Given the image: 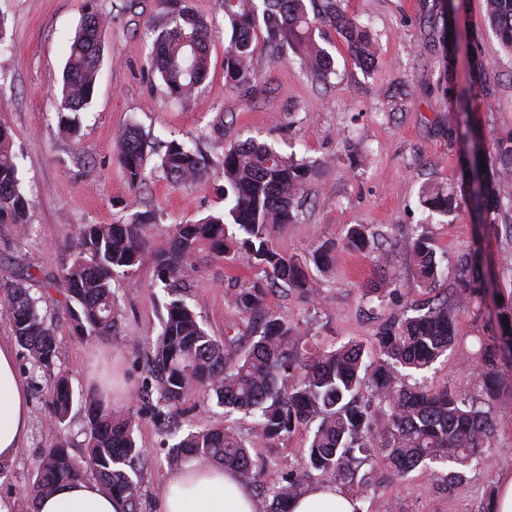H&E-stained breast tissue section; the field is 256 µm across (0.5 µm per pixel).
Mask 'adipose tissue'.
<instances>
[{
	"mask_svg": "<svg viewBox=\"0 0 512 512\" xmlns=\"http://www.w3.org/2000/svg\"><path fill=\"white\" fill-rule=\"evenodd\" d=\"M29 398L13 348L0 342V461L13 459L29 434ZM359 501L339 486L310 485L289 512H358ZM36 512H125L122 499L89 480L59 484L41 497ZM156 512H260L252 487L220 465H188L169 473Z\"/></svg>",
	"mask_w": 512,
	"mask_h": 512,
	"instance_id": "1",
	"label": "adipose tissue"
}]
</instances>
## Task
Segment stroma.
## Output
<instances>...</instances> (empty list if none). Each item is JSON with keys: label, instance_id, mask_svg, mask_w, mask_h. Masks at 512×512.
<instances>
[{"label": "stroma", "instance_id": "35a3bbf8", "mask_svg": "<svg viewBox=\"0 0 512 512\" xmlns=\"http://www.w3.org/2000/svg\"><path fill=\"white\" fill-rule=\"evenodd\" d=\"M434 2L344 0L345 12L369 27L375 61L366 71L355 67L346 43L326 28L319 43L332 56L335 72L324 82L306 74L293 50L278 57L257 40L253 64L261 81L255 91L244 92L224 85L231 31L219 0H191L212 21L214 33L208 76L183 103L167 96L159 77L147 74L148 52L166 21L160 0H0V124L12 133L21 187L32 204L24 242H17L11 225L0 226V264L31 267L43 280L68 261L81 225L121 223L135 209L154 214L142 230L148 254L113 283L120 311L115 336L81 338L66 321L56 325L57 369L75 393L117 379L121 392L114 402L132 413L137 442L150 459L139 480L141 512H155L175 442L152 416L158 394L148 343L160 330L168 295L156 279L151 252L164 244L173 225L223 211L224 181L213 176L175 185L158 171L133 192L116 160V139L129 126L140 127L158 146L175 139L197 147L215 163L227 145L250 137L312 162L306 203L293 222L272 230L274 246L302 263L311 290L280 288L266 300L268 309L288 319L308 344L371 345L385 322L454 298L460 256L479 251L492 286L469 309L457 311L458 341L427 374L429 387L472 391L480 369L478 342L497 333V316L512 302V271L505 267L512 262V240L501 231L502 224L512 223V214L496 210L483 223L467 201L446 217L421 203L423 186L460 182L468 151L448 140L459 112L456 98L439 89L441 52L423 23L425 5ZM91 9L105 21L104 58L94 98L80 114V135L73 139L58 122L54 93L70 40ZM484 11L485 0H466L455 24L459 46L477 42L487 72L486 87L469 85L465 92L485 139H506L512 137V53L502 47ZM358 224L390 249L385 300L366 293L376 276V254L342 244L347 228ZM420 234L431 238L442 258L444 274L430 288L415 279L410 245ZM325 243L333 246L328 264L315 266L311 257ZM259 277L245 262L204 252L182 286L205 329L221 339L245 333L247 322L230 295ZM17 366L25 371V359ZM24 380L30 434L0 476V499L13 501L16 512H31L23 489L58 430L45 378L25 371ZM500 382L504 400L490 408L493 430L483 461L451 481L449 465H439L434 475L416 470L403 476L384 456L373 455L360 469L373 472L377 491L361 498V512H493L496 479L501 471H512V368H503ZM181 409L186 427L225 425L245 437L254 427L252 418L225 414L216 400H203L194 389ZM308 445L303 429L277 445L257 448L262 483L281 482L300 470Z\"/></svg>", "mask_w": 512, "mask_h": 512}]
</instances>
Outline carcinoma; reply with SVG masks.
<instances>
[{
    "label": "carcinoma",
    "instance_id": "carcinoma-1",
    "mask_svg": "<svg viewBox=\"0 0 512 512\" xmlns=\"http://www.w3.org/2000/svg\"><path fill=\"white\" fill-rule=\"evenodd\" d=\"M322 8L309 16L305 0H220L231 38L224 50V83L231 89L250 87L259 74L252 66L258 28L277 50L291 45L300 64L316 80L331 72V59L315 39L320 27L334 28L348 44L354 65L368 68L374 55L363 26L340 7V0H321ZM169 20L152 43L149 67L159 76L168 95L188 100L206 78L211 41L210 22L189 0H161ZM486 19L503 46L512 52V0H486ZM102 18L93 12L83 18L68 50L56 95L59 121L71 134L78 133L77 114L91 103L103 59ZM429 39L441 47L439 88L446 96L456 91V71L448 51L452 31L445 13L429 16ZM147 141L136 127L127 128L117 145V161L133 191L148 180ZM495 159L512 163V138L492 141ZM467 162L461 184L429 186L422 192L423 206L447 214L467 194L477 205L487 202L512 211V192L493 178L492 159ZM162 172L180 184L217 173L224 178V212L174 225L166 244L153 253L157 280L171 299L165 305L161 328L150 342L149 370L157 382V421L170 434L180 436L168 463L220 464L236 470L249 483L257 481L262 463L251 449L270 446L300 428L310 430L304 472L290 473L281 482L258 492L268 504L266 512H288V502L305 490L306 472L320 471L352 477L355 452L377 450L398 473L407 474L430 462L450 461L469 466L486 447L491 429L490 411L461 391L428 390L406 380L423 374L457 340L453 311L443 301L385 323L372 346L348 341L338 347L307 350L302 338L284 317L266 309L267 294L279 287L309 291L296 262L281 254L271 240V229L296 217L305 201L309 161L284 156L273 146L248 140L231 145L216 166L197 149L177 140L165 143L160 155ZM30 200L22 192L12 134L0 125V225L10 224L18 240L30 232ZM147 212H136L126 224H84L80 227L70 261L62 266L56 283L68 305L62 313L74 331L87 338L116 335L119 312L112 282L119 273L141 264L146 251L143 225ZM237 228L227 235L226 225ZM346 245L358 252L371 246L368 230L352 226ZM237 256L261 267L264 276L251 287L231 294L232 303L250 319L261 318L244 343L211 336L195 311L175 288L176 281L201 252ZM417 276L433 286L442 273L431 239L419 235L412 242ZM27 271L0 275V318L8 321L11 335L25 351L29 371L50 379L49 403L59 428L69 418L73 395L68 380L55 374L60 349L53 317L43 312L45 296L32 291ZM457 304L466 307L482 290L478 260L470 255L457 268ZM501 318L495 341L480 342L482 369L476 385L484 401L499 397L498 362L503 351L512 354V308ZM199 386L217 404L257 418L253 437L244 439L218 426L181 432L176 416L185 393ZM370 399L357 398L362 388ZM87 421L83 452L75 455L61 435L43 455L33 480L25 489L27 500L52 492L66 480L93 479L105 493L120 496L128 512H137L138 482L146 467L145 449L138 446L133 415L116 408L103 390L86 398Z\"/></svg>",
    "mask_w": 512,
    "mask_h": 512
}]
</instances>
